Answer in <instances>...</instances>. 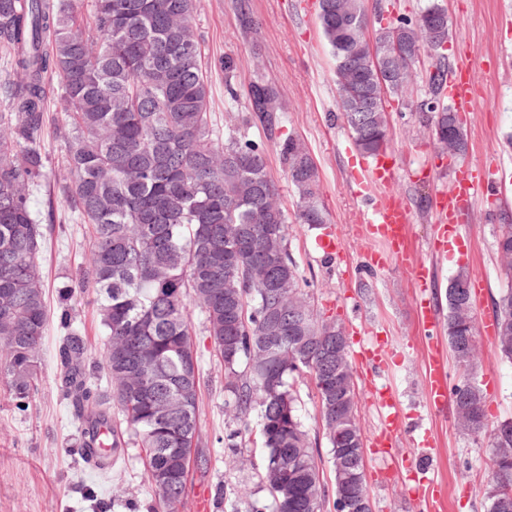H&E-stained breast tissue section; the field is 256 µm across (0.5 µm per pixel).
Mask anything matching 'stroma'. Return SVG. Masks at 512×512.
Returning a JSON list of instances; mask_svg holds the SVG:
<instances>
[{
	"label": "stroma",
	"mask_w": 512,
	"mask_h": 512,
	"mask_svg": "<svg viewBox=\"0 0 512 512\" xmlns=\"http://www.w3.org/2000/svg\"><path fill=\"white\" fill-rule=\"evenodd\" d=\"M240 1L197 0L194 28L208 61L214 124L224 136L242 129L250 139H264L260 126L241 125L248 86L255 73H262L280 87L287 103L282 133L298 137L318 168L327 222L316 228L290 223V252L319 319L342 325L349 338L364 339L367 346L379 341L385 345L382 367L352 364L373 512H424L418 495L422 477L409 466L416 434L434 444L428 468L444 496L445 512H487L490 441L463 432L453 406L428 403L426 339L416 312L411 267L388 258L384 244L363 221L377 195L356 192L354 177L365 158L344 122L332 118L338 97L335 62L320 30L318 0H245L258 22L249 34L241 28ZM385 3L393 19L412 18L439 4L448 15L446 54L453 65L469 66L474 77V104L460 115L468 148L451 159L418 120L415 106L428 91L430 64L428 57H420L405 97L391 98L387 105L395 172L390 189L412 212L414 257L432 268L428 297L438 315L446 316L448 281L464 267L472 280L484 284L476 302L478 317L484 320L493 317L492 300L508 285L500 273L496 235L501 218L512 216V0ZM227 56L237 61L229 74L219 65ZM230 86L235 89L231 95L226 92ZM469 163L478 164L485 190L456 224L453 248L435 249L434 200ZM329 238L336 243L332 254L323 248ZM87 252L82 225L52 224L42 256L49 320L37 391L21 411L0 385V512H153L158 504L141 478L140 448L129 447L122 462L102 471L90 468L77 448L80 422L61 387L57 359L66 329L61 313H69L70 327L86 341V367L97 375L100 395L109 394L99 375L105 336L97 299L73 286ZM190 313L201 365L200 426L208 472H191L189 493L173 512H196V497L204 487L211 494V512H250L252 505L270 502L258 486L264 452L256 444L227 447L234 424L224 411V366L206 336L201 307L191 304ZM478 346V380L486 395L487 420L494 425L512 418V362L500 359L491 340L479 338ZM383 388L395 394L403 424L387 454L370 445L380 428L377 396ZM298 389L302 420L319 445L322 480L333 486L314 387L303 382Z\"/></svg>",
	"instance_id": "obj_1"
}]
</instances>
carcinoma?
<instances>
[{"instance_id": "cac0c4a2", "label": "carcinoma", "mask_w": 512, "mask_h": 512, "mask_svg": "<svg viewBox=\"0 0 512 512\" xmlns=\"http://www.w3.org/2000/svg\"><path fill=\"white\" fill-rule=\"evenodd\" d=\"M196 0H94L90 17L75 0H0V382L16 406L37 389L40 349L48 323L41 256L45 236L31 205L33 188L48 181L42 142L45 103L53 82L63 90L55 127L73 175L60 186L74 220L85 226L88 267L78 287L97 295L106 341L101 366L122 416L95 398L86 369L87 345L70 331L58 348L62 386L82 420L81 449L112 433V462L133 440L144 452L142 478L168 508L188 493L199 466L201 367L188 300L205 315L213 352L228 379L225 409L238 428L227 436L259 435L262 478L272 480L270 512H324L319 449L300 415L297 385H314L330 448L336 496L352 512H372L357 422L349 352L336 356L341 326L313 314L289 251L288 212L268 168L267 146L245 136L228 140L212 123L210 87L193 16ZM366 0H319L322 36L335 61L337 107L357 148L375 156L389 147L384 108L352 123L354 97L379 85L365 66ZM435 3L417 19L387 21L393 36L425 51L428 97L417 109L434 136L467 142L457 113L441 101L450 63L430 53ZM247 124L268 138L287 105L278 85L258 73L250 82ZM297 195L295 220L323 224L319 174L293 135L277 142ZM504 278H512V224L498 225ZM448 349L461 381L452 391L458 424L485 432L478 361L477 313L469 273L446 289ZM500 357L512 362V288L494 300ZM488 512H512V421L490 433Z\"/></svg>"}]
</instances>
